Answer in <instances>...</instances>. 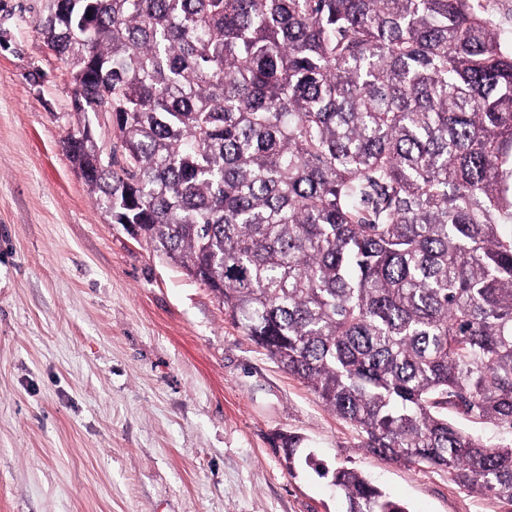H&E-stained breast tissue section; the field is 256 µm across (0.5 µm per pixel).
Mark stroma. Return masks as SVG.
I'll list each match as a JSON object with an SVG mask.
<instances>
[{
  "instance_id": "obj_1",
  "label": "stroma",
  "mask_w": 512,
  "mask_h": 512,
  "mask_svg": "<svg viewBox=\"0 0 512 512\" xmlns=\"http://www.w3.org/2000/svg\"><path fill=\"white\" fill-rule=\"evenodd\" d=\"M0 0V512H343L354 468L408 512H505L362 447L221 302L99 208L63 149L74 86ZM310 463L287 469L278 433Z\"/></svg>"
}]
</instances>
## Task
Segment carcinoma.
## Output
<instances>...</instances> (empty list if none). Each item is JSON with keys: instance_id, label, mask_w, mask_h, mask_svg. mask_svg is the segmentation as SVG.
<instances>
[{"instance_id": "1", "label": "carcinoma", "mask_w": 512, "mask_h": 512, "mask_svg": "<svg viewBox=\"0 0 512 512\" xmlns=\"http://www.w3.org/2000/svg\"><path fill=\"white\" fill-rule=\"evenodd\" d=\"M43 2L64 148L113 223L367 447L512 505V441L448 419L512 434V39L479 0ZM321 475L345 512H407ZM450 418L464 431L472 435L491 439L494 443L502 442L503 440L510 441V434L498 431L497 428L491 424H475L453 416H450Z\"/></svg>"}]
</instances>
